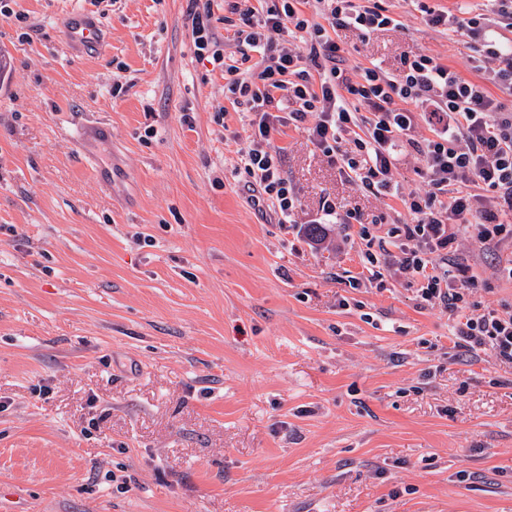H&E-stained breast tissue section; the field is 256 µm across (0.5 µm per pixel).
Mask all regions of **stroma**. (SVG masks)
<instances>
[{"instance_id": "stroma-1", "label": "stroma", "mask_w": 512, "mask_h": 512, "mask_svg": "<svg viewBox=\"0 0 512 512\" xmlns=\"http://www.w3.org/2000/svg\"><path fill=\"white\" fill-rule=\"evenodd\" d=\"M211 0L226 64L257 63ZM397 26L339 30L349 78L426 54L474 78L480 44L427 23L459 0H377ZM0 15V512H512V366L455 347L456 316L369 265L425 191L400 146L363 188L306 127L270 148L293 222L243 192L244 107L198 61L190 0H8ZM89 13L105 45H68ZM191 124H183L182 114ZM112 170L104 188L73 136ZM336 212L323 240L306 224ZM355 211L360 223L346 224ZM478 309L512 304V246L456 243Z\"/></svg>"}]
</instances>
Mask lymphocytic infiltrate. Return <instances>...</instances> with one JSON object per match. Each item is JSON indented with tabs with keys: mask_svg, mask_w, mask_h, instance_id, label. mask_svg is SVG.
Segmentation results:
<instances>
[{
	"mask_svg": "<svg viewBox=\"0 0 512 512\" xmlns=\"http://www.w3.org/2000/svg\"><path fill=\"white\" fill-rule=\"evenodd\" d=\"M234 11L248 29L245 43L263 49L250 76L224 65L209 12H192L191 33L199 54L223 64L225 99L251 115L249 146L240 161L253 205L270 204L284 219L297 207L281 159L268 149L280 126L307 124L311 142L324 153L341 155L374 192L390 189L394 149L407 143L424 158L432 189L409 193L404 200L411 221L396 233L415 247L398 266L419 278L423 301L440 302L456 314L458 348L469 353L488 349L512 365V310L489 307L473 314L467 288L447 270L455 262L461 232H472L492 249L512 241V225L498 220L499 209L512 212V113L498 100L499 94L512 95V44L497 40L482 15L432 9L428 21L433 27L482 39L486 55L502 59L503 67L472 80L421 54L405 60L400 77L367 67L361 81L354 82L344 73L342 48L329 31L354 28L367 36L394 25L379 6L278 0L260 9L252 0H236ZM284 32L298 39L301 49L274 44L273 34ZM307 61L312 64L308 70L303 67ZM420 113L434 128L433 138L422 143L412 137ZM348 140L353 150H344Z\"/></svg>",
	"mask_w": 512,
	"mask_h": 512,
	"instance_id": "f902f5d3",
	"label": "lymphocytic infiltrate"
}]
</instances>
